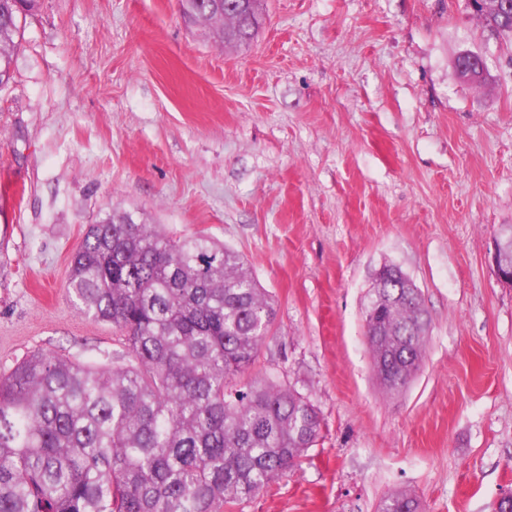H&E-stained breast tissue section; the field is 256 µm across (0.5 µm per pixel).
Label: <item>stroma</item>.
I'll list each match as a JSON object with an SVG mask.
<instances>
[{
  "label": "stroma",
  "instance_id": "obj_1",
  "mask_svg": "<svg viewBox=\"0 0 512 512\" xmlns=\"http://www.w3.org/2000/svg\"><path fill=\"white\" fill-rule=\"evenodd\" d=\"M487 76L460 78L457 55ZM132 211L237 250L276 299L255 373L309 395L321 438L243 512H492L512 491V41L469 0H263L249 44L179 0H39L0 88V374L105 361L65 288L86 225ZM398 266L430 329L387 392L363 312ZM420 502L412 495L398 491L391 494L382 507L381 512H421Z\"/></svg>",
  "mask_w": 512,
  "mask_h": 512
}]
</instances>
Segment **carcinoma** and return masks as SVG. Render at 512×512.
Segmentation results:
<instances>
[{
	"instance_id": "carcinoma-1",
	"label": "carcinoma",
	"mask_w": 512,
	"mask_h": 512,
	"mask_svg": "<svg viewBox=\"0 0 512 512\" xmlns=\"http://www.w3.org/2000/svg\"><path fill=\"white\" fill-rule=\"evenodd\" d=\"M34 0H0V87L12 78ZM203 30L249 43L257 7L201 0ZM490 32L512 27L483 15ZM79 309L120 336L106 363L37 351L0 374V512H233L318 442L310 398L251 376L274 303L239 253L205 234L173 238L131 211L88 225L70 259ZM364 311L385 387L419 369L428 319L419 289L383 266ZM381 512H422L391 494Z\"/></svg>"
}]
</instances>
